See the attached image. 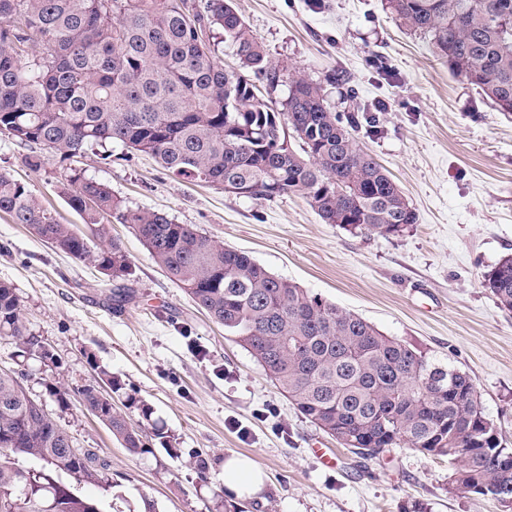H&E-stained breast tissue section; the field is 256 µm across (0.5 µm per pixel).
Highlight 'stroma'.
Returning a JSON list of instances; mask_svg holds the SVG:
<instances>
[{
	"label": "stroma",
	"mask_w": 512,
	"mask_h": 512,
	"mask_svg": "<svg viewBox=\"0 0 512 512\" xmlns=\"http://www.w3.org/2000/svg\"><path fill=\"white\" fill-rule=\"evenodd\" d=\"M233 5L273 61L315 79L344 70L361 100L379 105L377 129L359 128L355 137L417 212L403 236L356 235L323 223L303 193L253 200L177 177L144 153L122 159L118 145L109 160L94 150L32 167L33 148L0 135V173L26 184L63 224L81 223L56 192L71 166L131 206L166 212L249 253L275 276L466 372L512 447V311L484 285L512 255V115L454 76L430 37L402 28L383 0ZM111 234L134 267L133 297L119 312L110 304L114 284L98 268L0 213V281L13 285L28 332L57 358L21 360L11 338L0 337V368L19 372L75 447L107 462L110 494L76 487L103 512H503L456 490L447 459L406 447L369 461L350 453L304 419L167 278L129 225H113ZM103 367L121 381L114 402L142 428L149 453L130 456L81 407L79 389L100 385ZM57 382L68 389L66 404L49 393ZM232 454L267 475L260 499L226 492L224 459Z\"/></svg>",
	"instance_id": "obj_1"
}]
</instances>
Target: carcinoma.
Segmentation results:
<instances>
[{
	"mask_svg": "<svg viewBox=\"0 0 512 512\" xmlns=\"http://www.w3.org/2000/svg\"><path fill=\"white\" fill-rule=\"evenodd\" d=\"M400 26L431 37L449 69L512 114V0H385ZM238 60L228 70L211 31ZM31 49L30 57L21 55ZM345 86L274 63L231 0H0V134L61 158L119 144L152 156L190 181L270 200L302 192L323 223L361 235L401 236L417 213L399 185L357 143L377 107L345 90L340 114L327 87ZM288 86L279 99L278 87ZM57 193L86 232L58 222L24 184L0 173V212L72 259L127 280L131 260L112 238L128 224L150 258L224 332L247 350L322 432L366 459L407 446L446 458L453 486L499 504L512 500V448L481 404L471 377L381 333L276 277L249 254L130 206L77 173ZM512 310V256L486 276ZM0 335L20 356L55 355L27 333L13 286L0 282ZM84 410L132 456L150 451L140 429L95 386L78 390ZM71 437L46 416L18 376L0 371V512H102L60 480L67 474L107 492L112 477L94 451L66 454ZM23 457L35 462L17 465Z\"/></svg>",
	"mask_w": 512,
	"mask_h": 512,
	"instance_id": "cac0c4a2",
	"label": "carcinoma"
}]
</instances>
